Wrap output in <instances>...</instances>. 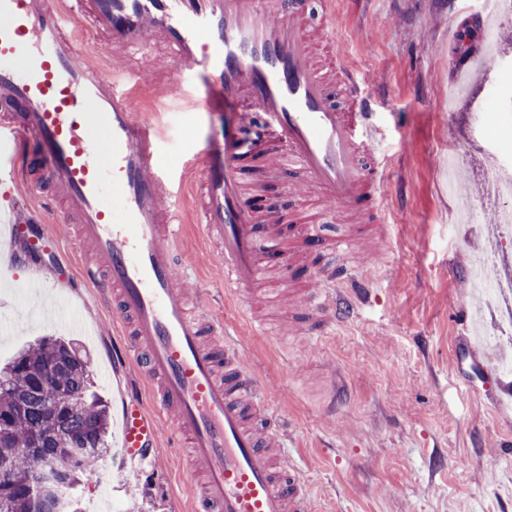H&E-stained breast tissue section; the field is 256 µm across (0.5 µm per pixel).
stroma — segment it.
I'll use <instances>...</instances> for the list:
<instances>
[{
	"mask_svg": "<svg viewBox=\"0 0 512 512\" xmlns=\"http://www.w3.org/2000/svg\"><path fill=\"white\" fill-rule=\"evenodd\" d=\"M484 15L466 0H336L348 62L374 103L393 233L373 252L341 256L326 248L306 263L285 260L264 273L299 289L351 265L368 301L334 335L316 340L289 332L283 311L253 306L247 297L225 304L224 270L214 261L221 246L203 240L193 208L185 210L192 276L183 286L204 315L237 326L245 362L291 426L290 452L308 478L316 512H512V412L483 388L489 372L512 383L499 360L512 341L495 335L491 322L477 355H457L475 318L473 270L469 254L453 244L460 202L449 196L448 181L456 179L468 195L473 247L484 250L482 227L498 208L483 192L487 166L512 153V118L491 109L497 100L512 111V17L490 32L479 24ZM491 39L499 64L449 108L448 93L468 59ZM127 67L140 76L137 105L164 115L162 163L180 171L206 142L208 117H183L182 97L166 87L173 63L164 47L130 54ZM249 175L285 196L291 215L316 208L323 239L345 236L340 212L305 180L256 160ZM43 228L61 244L57 258L23 264L14 274L43 289L49 307L44 320L0 343V364L23 342L62 336L53 310L62 301L82 325L72 340L88 353L94 389L111 411L131 394L148 401L134 365L111 366L113 347L125 339L111 306L80 285L71 225L50 216ZM252 319L265 323L266 335H252ZM174 432L165 420L156 464L139 476L119 469V432L111 430L107 450L77 490L83 512H191L187 492L201 490L202 477L187 451L173 447Z\"/></svg>",
	"mask_w": 512,
	"mask_h": 512,
	"instance_id": "obj_1",
	"label": "stroma"
}]
</instances>
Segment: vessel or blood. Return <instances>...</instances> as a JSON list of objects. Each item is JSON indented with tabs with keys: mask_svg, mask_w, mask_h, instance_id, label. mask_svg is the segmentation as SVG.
I'll list each match as a JSON object with an SVG mask.
<instances>
[{
	"mask_svg": "<svg viewBox=\"0 0 512 512\" xmlns=\"http://www.w3.org/2000/svg\"><path fill=\"white\" fill-rule=\"evenodd\" d=\"M321 8L325 43L338 44L335 0ZM86 23L118 53L163 45L173 82L188 84V115L223 113L202 166L182 178L201 186L203 237L224 245L228 297L264 300L259 269L282 256L277 225L258 226L247 193L242 132L262 125L264 143L284 146L290 169L338 210L378 213L384 176L365 167L378 151L371 102L344 68L340 85L352 106H336L301 0H0V105L19 114L18 123L0 125V191L11 193L20 171H48L53 196L76 221L88 286L129 326L112 364L135 363L154 409L123 402L121 464L149 467L170 415L179 447L205 478L195 512H315L301 467L281 457L288 425L260 378L229 328L195 314L177 283L181 201L160 161L155 118L135 109L134 90L119 89L114 72L81 58L65 30ZM26 231L0 207L1 251L12 252ZM348 281L335 275L308 289L318 336L356 312Z\"/></svg>",
	"mask_w": 512,
	"mask_h": 512,
	"instance_id": "vessel-or-blood-1",
	"label": "vessel or blood"
}]
</instances>
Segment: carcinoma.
I'll use <instances>...</instances> for the list:
<instances>
[{
    "mask_svg": "<svg viewBox=\"0 0 512 512\" xmlns=\"http://www.w3.org/2000/svg\"><path fill=\"white\" fill-rule=\"evenodd\" d=\"M90 359L71 341L42 338L18 348L0 367V512H80L74 491L108 448V406L92 391ZM88 451L75 460L76 441ZM37 458L63 472L65 490L34 496Z\"/></svg>",
    "mask_w": 512,
    "mask_h": 512,
    "instance_id": "1",
    "label": "carcinoma"
}]
</instances>
